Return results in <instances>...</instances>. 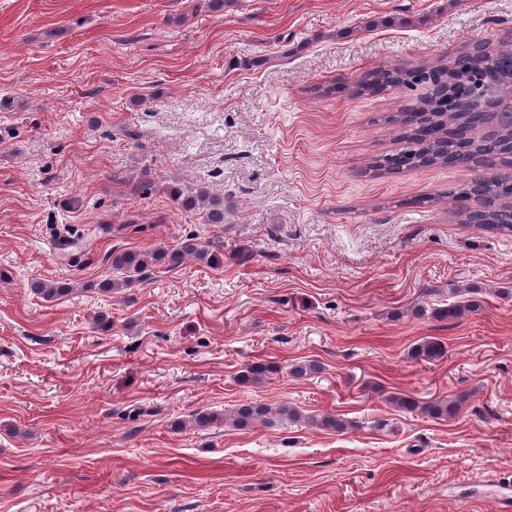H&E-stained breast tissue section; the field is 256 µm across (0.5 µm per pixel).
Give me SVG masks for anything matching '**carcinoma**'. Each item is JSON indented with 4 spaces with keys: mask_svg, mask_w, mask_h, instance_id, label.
<instances>
[{
    "mask_svg": "<svg viewBox=\"0 0 512 512\" xmlns=\"http://www.w3.org/2000/svg\"><path fill=\"white\" fill-rule=\"evenodd\" d=\"M477 72L486 75L491 82L512 79V56L488 52L462 54L441 71L440 77L448 92L453 93ZM414 76L415 72L400 67L380 70L360 85V92L380 95L411 82ZM394 121L406 126L404 146L385 160L387 170L434 165L467 168L478 158L500 166L496 174L471 181L458 192V198L468 199L472 195L481 197L484 202L480 214L481 227L490 233H512V128L490 129V120L483 112H445L443 102L430 96L420 102L419 112L406 117L399 115ZM182 204L203 209L209 224L224 223V204L204 191L184 198ZM187 258L208 265L220 262L218 254L191 236L172 251L155 250L149 253L114 249L108 259L111 260L116 278L109 280L107 285L111 288L126 287L156 265L175 268ZM32 290L38 297L52 301L71 293L73 288L66 282L38 280L32 284ZM478 292L476 286L463 290L449 289L456 301L448 304V308L439 310V313L450 320L478 313L482 310V301L475 298ZM414 352L418 356L437 358L444 354V348L437 341L424 340L414 347ZM271 374L273 366L270 364L252 362L245 365L241 379L245 383H261ZM467 400L468 396L464 393L453 397L441 396L426 402L404 395L390 397V403L402 412L418 413L439 420L456 416ZM305 420L307 417L301 411L286 403L274 407L265 402H249L224 413L197 412L193 414L191 424L199 431L222 425L244 431L258 426L274 428L297 424ZM314 423L339 434L351 427L350 421L337 415H326L314 420Z\"/></svg>",
    "mask_w": 512,
    "mask_h": 512,
    "instance_id": "obj_1",
    "label": "carcinoma"
}]
</instances>
